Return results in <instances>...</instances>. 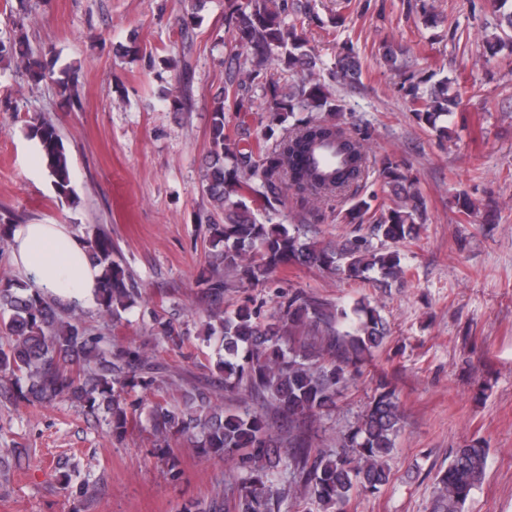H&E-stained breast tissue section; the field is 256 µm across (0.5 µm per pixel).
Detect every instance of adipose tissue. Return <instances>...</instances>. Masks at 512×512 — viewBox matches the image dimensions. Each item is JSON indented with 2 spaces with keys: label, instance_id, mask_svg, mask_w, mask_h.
Listing matches in <instances>:
<instances>
[{
  "label": "adipose tissue",
  "instance_id": "1",
  "mask_svg": "<svg viewBox=\"0 0 512 512\" xmlns=\"http://www.w3.org/2000/svg\"><path fill=\"white\" fill-rule=\"evenodd\" d=\"M11 254L16 270L53 297L81 308L94 305L100 270L89 261L85 243L69 225H18Z\"/></svg>",
  "mask_w": 512,
  "mask_h": 512
}]
</instances>
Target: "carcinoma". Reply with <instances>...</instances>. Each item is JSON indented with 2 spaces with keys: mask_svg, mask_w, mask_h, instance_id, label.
Returning <instances> with one entry per match:
<instances>
[{
  "mask_svg": "<svg viewBox=\"0 0 512 512\" xmlns=\"http://www.w3.org/2000/svg\"><path fill=\"white\" fill-rule=\"evenodd\" d=\"M206 5L207 0H191L182 27L198 22ZM503 6L500 0L484 3L499 14L498 50L512 49V12H502ZM313 20L305 6L288 0H224L231 54L209 113L210 145L201 180L209 204L207 249L197 287L204 300L206 335L224 349L218 362L224 391L245 393L251 403L226 410L208 384L185 393L181 404L165 399L143 407L139 393L155 387L162 367L148 350L112 338V327L125 320L141 293L102 224L84 228L79 236L101 270L96 304L103 327L89 325L82 311L64 307L30 281L0 280V381L16 388L26 403H76L117 438L129 418L144 414L154 437L164 442L175 437L201 455L236 461L240 478L235 496L228 499L218 492L207 502L183 504L180 512H276L281 505L276 484L285 475L322 512H342L352 494L375 493L389 481L386 460L402 421L394 391L385 388L374 395L342 435L338 451L319 449L313 430L336 406L358 363L383 345L387 327L377 308L359 299L349 313L302 291L276 296L267 316L249 299L224 306L228 278L248 288L288 264L351 280L373 270L385 279L405 278L396 249L377 251L362 238L323 243L302 226L283 222L288 191L303 204L349 197L342 215L347 224L372 218V198L358 194L370 168L366 138L336 118L343 106L318 78L323 62L303 36L304 23ZM24 26L23 17L14 21L13 34L0 40V57L17 58L35 83L53 79L76 94L71 73L55 75V58L28 57ZM383 56L390 70L402 71L400 47L385 44ZM360 73L354 48L342 47L329 75L353 80ZM406 82V101L416 121L440 138L448 136L463 92L447 77L429 87L411 75ZM187 91L188 79L178 77L163 97L166 107L172 112L187 109ZM227 112L261 113V135L241 145L232 142L224 124ZM26 136L39 141L59 199L76 205L71 163L56 127L35 119ZM331 141L342 161L333 170H319L311 156L317 146ZM378 176L393 201L375 219L374 230L397 245L423 218L426 203L401 162L384 159ZM149 315L155 345L190 339L189 324L166 309ZM272 413L288 423L285 454ZM486 463L487 448L479 441L453 450L448 467L437 476L433 512H463L484 479Z\"/></svg>",
  "mask_w": 512,
  "mask_h": 512,
  "instance_id": "carcinoma-1",
  "label": "carcinoma"
}]
</instances>
